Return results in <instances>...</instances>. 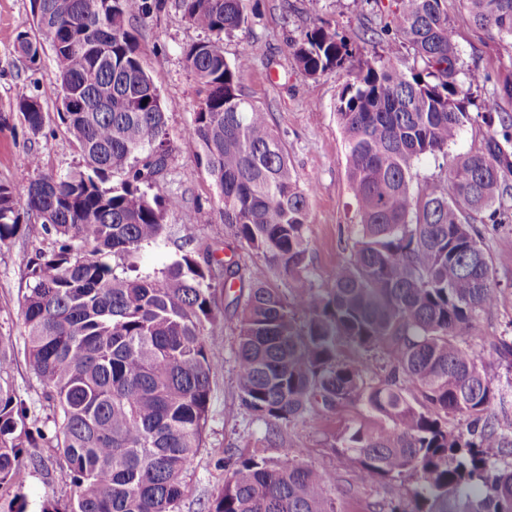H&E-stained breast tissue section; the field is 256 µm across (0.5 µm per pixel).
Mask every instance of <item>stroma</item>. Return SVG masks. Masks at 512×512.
Instances as JSON below:
<instances>
[{"label": "stroma", "mask_w": 512, "mask_h": 512, "mask_svg": "<svg viewBox=\"0 0 512 512\" xmlns=\"http://www.w3.org/2000/svg\"><path fill=\"white\" fill-rule=\"evenodd\" d=\"M390 5L391 0H258L247 28L224 39L227 61H234L245 47L253 49V65L241 74L240 84L249 99L270 112L292 172L308 195L306 273L318 288L329 287L337 265L348 256L360 230L348 190L346 144L337 115L347 72L337 69L311 78L296 63L290 44L324 19L350 37L362 53L386 52L391 38L381 29ZM447 5L449 29L463 74L487 77L472 89L470 118L448 151L447 157H454L482 148L489 131L483 120L485 112L497 108L512 112V101L502 99L499 93L503 80H512V42L472 26L461 0H447ZM31 22L30 0H0V116L7 119L0 125V182L19 193L38 178L57 176L83 163L57 116L54 100L45 99L46 123L36 136L27 132L14 109L19 98L43 97L54 70L51 53H44L39 70L32 71L14 51L17 32ZM134 28L144 67L166 112L171 150L159 193L181 199L194 215L193 222L187 224L181 212H166L162 240L143 246L133 258L138 274L158 276L184 248L212 250L218 258L242 265L258 263V255L236 242L225 224L216 203L217 189L197 161V144L190 134L201 96L183 51L204 40V32L184 19L178 0H166L161 13L146 22H135ZM33 152L41 157L40 167L26 162ZM483 242L492 258L493 281L501 300L497 309L478 316L465 341L503 381L511 373L491 341L502 338L512 342V216L486 233ZM51 248V240L22 234L0 246V335L21 340L20 302L30 282L27 262L36 252ZM235 323L232 313H225L223 323L209 338L217 364L206 443L188 472L180 512H206L226 477L216 462L230 453L256 452L274 462L289 458L315 471L332 473L339 512H386L399 488L410 492L417 488L418 479L413 475L399 484L366 485L357 471L339 467L336 436L345 426L369 419L365 405L348 406L334 416L324 414L284 424L277 435H269L266 424L242 406L236 389ZM0 381L30 404L28 430L53 431L51 412L24 356L0 369ZM37 454L40 464L22 466L15 496L0 495V512H49L73 497L75 488L55 445H43Z\"/></svg>", "instance_id": "35a3bbf8"}]
</instances>
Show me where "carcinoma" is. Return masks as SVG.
Wrapping results in <instances>:
<instances>
[{
  "label": "carcinoma",
  "mask_w": 512,
  "mask_h": 512,
  "mask_svg": "<svg viewBox=\"0 0 512 512\" xmlns=\"http://www.w3.org/2000/svg\"><path fill=\"white\" fill-rule=\"evenodd\" d=\"M250 2L178 0L187 22L213 35L184 51L205 90L190 134L224 223L263 259L248 270L191 249L157 277L130 266L118 275L107 261L161 239L165 211L180 205L144 190L166 169V117L129 23L151 18L162 0H30L34 31L16 34L29 68L52 50L50 96L83 159L21 197L0 183V246L21 228L53 239L29 261L20 309L24 351L75 487L67 512H180L213 396L208 336L226 308L237 317L242 405L269 432L360 403L373 418L336 436L338 463L366 484L415 474L412 507L399 501L391 512H512V462H503L512 426L490 413L504 392L462 339L499 305L479 225L498 224L497 204L512 196V115L498 113L500 129L480 151L415 188L420 159L448 158L479 83L459 81L447 0H395L384 28L413 55L412 68L399 50L353 64L350 39L328 21L294 42L307 75L349 72L337 115L360 233L331 286L316 288L305 273L306 194L270 113L240 86L252 54L224 57L223 36L248 24ZM463 4L476 27L512 39V0ZM15 110L32 134L42 131L40 98ZM272 268L288 292L269 282ZM16 353L0 336V369ZM369 354L381 357L385 378L367 377ZM28 415L26 400L0 383V491L46 440L26 429ZM454 418L466 430L450 429ZM216 466L231 476L208 512H337L330 478L291 459L254 453Z\"/></svg>",
  "instance_id": "carcinoma-1"
}]
</instances>
